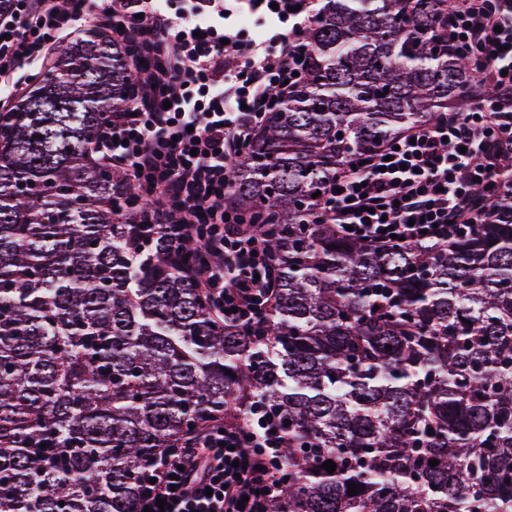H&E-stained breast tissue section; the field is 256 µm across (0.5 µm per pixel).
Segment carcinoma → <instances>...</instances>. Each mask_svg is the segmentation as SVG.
Listing matches in <instances>:
<instances>
[{"label": "carcinoma", "instance_id": "cac0c4a2", "mask_svg": "<svg viewBox=\"0 0 512 512\" xmlns=\"http://www.w3.org/2000/svg\"><path fill=\"white\" fill-rule=\"evenodd\" d=\"M450 5H322L304 80L229 166L275 271L251 328L189 276L203 247L92 159L138 79L124 48L91 29L0 110V512H134L157 451L250 406L286 438L268 512H512V177L440 248L376 250L322 209L352 158L497 98Z\"/></svg>", "mask_w": 512, "mask_h": 512}]
</instances>
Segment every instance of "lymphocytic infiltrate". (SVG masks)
<instances>
[{
  "label": "lymphocytic infiltrate",
  "instance_id": "obj_1",
  "mask_svg": "<svg viewBox=\"0 0 512 512\" xmlns=\"http://www.w3.org/2000/svg\"><path fill=\"white\" fill-rule=\"evenodd\" d=\"M320 0H0V108L19 74L73 30L95 22L125 47L140 78L104 126L98 152L153 201L152 223L199 241L209 259L191 271L230 326L260 323L273 296L272 262L252 217L229 194L228 162L248 146L266 113L306 74V28ZM267 27L245 37L241 13ZM448 37L499 96L410 128L344 166L323 199L338 233L375 248H435L467 234L488 213L478 183L500 175L498 115L512 112V0H453ZM282 436L250 412L219 421L144 466L136 512H267L286 467Z\"/></svg>",
  "mask_w": 512,
  "mask_h": 512
}]
</instances>
